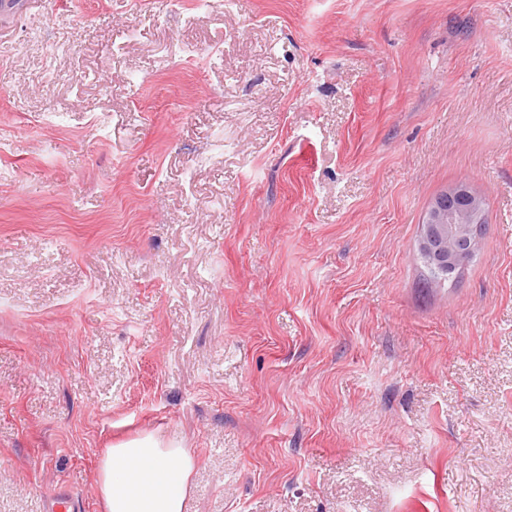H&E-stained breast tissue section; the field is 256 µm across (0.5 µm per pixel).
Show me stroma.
I'll return each instance as SVG.
<instances>
[{
    "label": "stroma",
    "instance_id": "stroma-1",
    "mask_svg": "<svg viewBox=\"0 0 512 512\" xmlns=\"http://www.w3.org/2000/svg\"><path fill=\"white\" fill-rule=\"evenodd\" d=\"M1 47L0 512H102L145 434L187 512H512V0H33ZM484 216V202L468 186H455L439 194L431 203L418 240L424 264L437 273L448 266L459 271L479 249ZM425 265L422 264L423 284L432 290L433 280L444 275L434 274Z\"/></svg>",
    "mask_w": 512,
    "mask_h": 512
}]
</instances>
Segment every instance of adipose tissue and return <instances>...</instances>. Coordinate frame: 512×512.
Listing matches in <instances>:
<instances>
[{
    "label": "adipose tissue",
    "instance_id": "obj_1",
    "mask_svg": "<svg viewBox=\"0 0 512 512\" xmlns=\"http://www.w3.org/2000/svg\"><path fill=\"white\" fill-rule=\"evenodd\" d=\"M193 459L181 443L152 434L108 448L97 474L104 512H186Z\"/></svg>",
    "mask_w": 512,
    "mask_h": 512
}]
</instances>
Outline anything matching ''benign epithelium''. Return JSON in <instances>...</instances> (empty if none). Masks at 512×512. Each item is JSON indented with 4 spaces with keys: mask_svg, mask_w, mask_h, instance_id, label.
Returning <instances> with one entry per match:
<instances>
[{
    "mask_svg": "<svg viewBox=\"0 0 512 512\" xmlns=\"http://www.w3.org/2000/svg\"><path fill=\"white\" fill-rule=\"evenodd\" d=\"M485 204L469 187L455 186L431 203L418 240L424 264L435 272L460 270L479 249Z\"/></svg>",
    "mask_w": 512,
    "mask_h": 512,
    "instance_id": "benign-epithelium-1",
    "label": "benign epithelium"
}]
</instances>
